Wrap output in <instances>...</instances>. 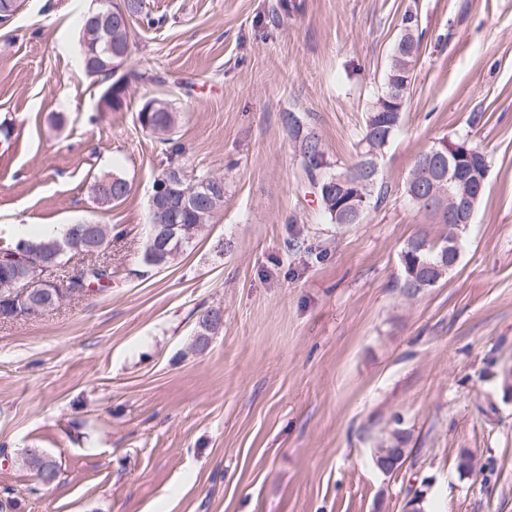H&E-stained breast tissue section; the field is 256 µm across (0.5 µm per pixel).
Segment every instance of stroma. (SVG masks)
Wrapping results in <instances>:
<instances>
[{"mask_svg":"<svg viewBox=\"0 0 512 512\" xmlns=\"http://www.w3.org/2000/svg\"><path fill=\"white\" fill-rule=\"evenodd\" d=\"M134 84L102 112L77 23L92 0H27L0 22V238L112 227V286L0 321V498L11 512H512V0H145ZM421 43L401 131L378 158L388 192L340 226L304 178L282 112L303 116L331 170L363 149L405 12ZM172 100L187 174L224 205L165 268L142 261L165 157L137 122ZM485 154L486 190L454 269L416 298L401 251L432 218L404 192L440 138ZM124 176L127 198L89 186ZM223 323L205 349V310ZM401 415L409 457L372 459ZM60 465L38 483L19 463ZM470 453L471 471L459 470Z\"/></svg>","mask_w":512,"mask_h":512,"instance_id":"obj_1","label":"stroma"}]
</instances>
